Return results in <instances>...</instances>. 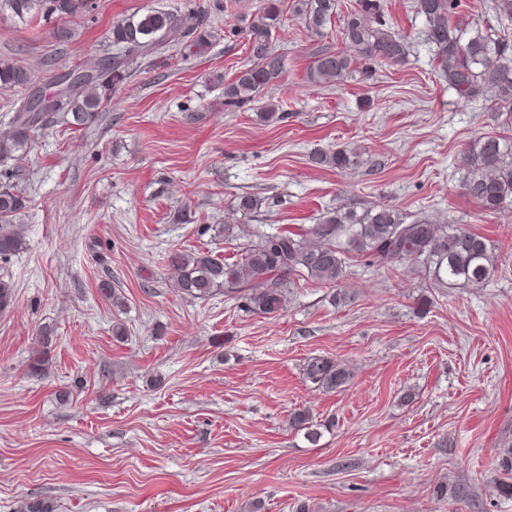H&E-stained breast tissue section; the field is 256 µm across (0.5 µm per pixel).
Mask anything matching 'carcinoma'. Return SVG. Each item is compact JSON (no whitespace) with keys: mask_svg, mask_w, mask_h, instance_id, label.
<instances>
[{"mask_svg":"<svg viewBox=\"0 0 512 512\" xmlns=\"http://www.w3.org/2000/svg\"><path fill=\"white\" fill-rule=\"evenodd\" d=\"M462 0H414L416 15L423 18L426 40L434 47L440 76L458 99L466 104L490 95V110L512 115V41L501 37L512 29V0H488L498 29L484 28L461 20ZM294 11L315 36L339 18L345 51L321 48L307 72L313 85L340 83L353 75L371 76L373 65L405 62V39L386 20L383 0H358L342 12L340 0H294ZM96 0H0V14L8 13L29 23L55 17L60 41L72 38L66 22L87 17ZM280 0H263L254 13L241 15L242 28L224 29V37L242 35L248 43L249 65L224 83V106L240 108L254 102L267 87L275 85L284 72L283 56L273 45V31L280 24ZM214 37L205 10L173 12L152 8L112 25V45L121 55L112 59L93 57L63 74L57 89L49 94L60 106L50 104L34 111L31 101H21L12 116L10 129L0 135V165L28 153L45 129L44 116L60 115L73 130L96 124L112 103V94L130 76L139 60L169 46L186 54L205 47ZM32 73L8 58H0V87H26ZM316 167L350 169L358 164L352 150L316 149L309 155ZM462 163L466 174L464 194L488 214H512V137L483 135L465 148ZM26 189L4 176L0 181V262L27 249L24 225L17 218L26 209ZM368 258L381 267L420 262L445 272L448 283L482 288L496 271L493 245L485 236L462 224H437L427 217L410 223L396 209L373 205L361 211L337 207L327 211L316 224L284 227L274 233H253L235 256L219 258L209 250L194 249L168 259L170 277L178 292L195 299L224 293L244 301L248 311L276 316L287 308L288 288L299 281L338 286L346 277L348 261ZM53 329L38 328L33 338L35 357L30 372L47 370ZM306 381L324 392L348 386L353 374L331 359L315 357L303 369ZM289 428L304 432L311 442L320 438L307 409L293 411ZM18 512H56L53 502L27 499Z\"/></svg>","mask_w":512,"mask_h":512,"instance_id":"carcinoma-1","label":"carcinoma"}]
</instances>
